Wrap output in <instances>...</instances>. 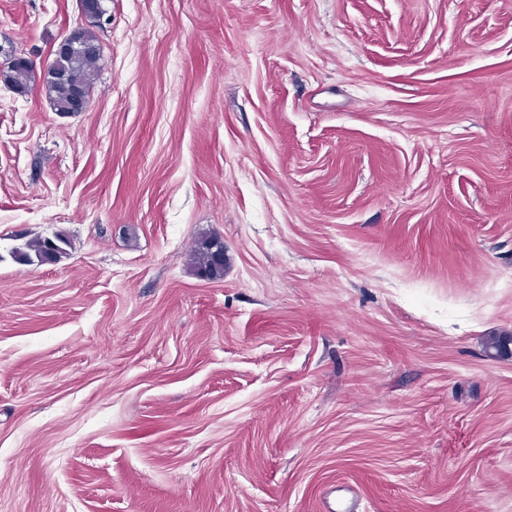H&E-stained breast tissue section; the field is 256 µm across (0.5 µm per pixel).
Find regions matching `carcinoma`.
<instances>
[{"instance_id":"1","label":"carcinoma","mask_w":512,"mask_h":512,"mask_svg":"<svg viewBox=\"0 0 512 512\" xmlns=\"http://www.w3.org/2000/svg\"><path fill=\"white\" fill-rule=\"evenodd\" d=\"M102 58V45L95 32L82 28L79 44L69 54L58 57L52 68L42 71L32 65L9 64L0 69V81L15 93L28 94L39 88L54 110L62 112L71 102V92L76 86L90 93ZM221 244L217 232L197 238L191 247L189 264L194 274L209 280L224 277V262L216 259V247ZM69 240L63 233L51 238L36 237L12 251L15 262L21 265H43V259L51 254L59 261L66 253Z\"/></svg>"}]
</instances>
